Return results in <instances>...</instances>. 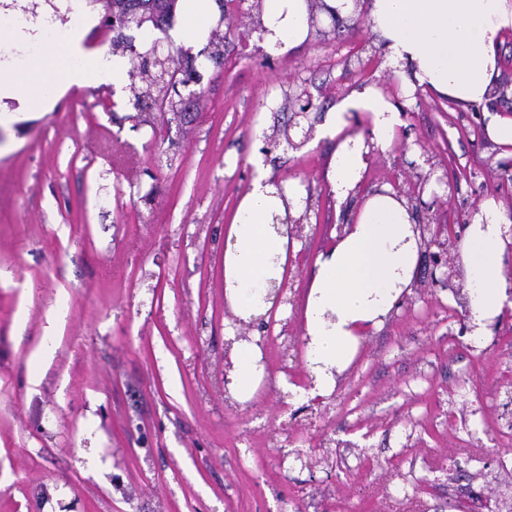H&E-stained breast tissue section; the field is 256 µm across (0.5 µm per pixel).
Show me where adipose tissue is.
<instances>
[{"mask_svg":"<svg viewBox=\"0 0 512 512\" xmlns=\"http://www.w3.org/2000/svg\"><path fill=\"white\" fill-rule=\"evenodd\" d=\"M322 22L344 21L367 9L384 63L405 87H416L452 99L465 108L487 106L501 70L498 46L512 33V0H321ZM180 18L171 32L175 43L198 53L215 19L217 0H179ZM309 0H261L262 47L286 53L306 42L312 31ZM22 45L32 51L23 72L0 79V102L15 101L20 111L36 112L60 87L109 85L129 68L126 57L106 51L86 52L81 32L65 27L63 39L47 33L45 22L26 29L0 30V50ZM357 112L371 125V138L346 134V116ZM401 123V106L373 85H366L337 103L324 133L334 136L336 150L328 179L338 201L358 199L354 220L320 253L305 306L309 365L316 384L331 387L336 372L354 358L358 341L376 330L396 300L410 290L419 252L411 206L392 187L366 195L358 189L372 147L391 148ZM304 197L300 181L284 188L257 173L228 228L224 250V297L237 316L249 320L271 305L270 281L281 280L288 260L287 233L274 221L298 216ZM512 223L501 203L482 201L460 245L467 283L473 335H487L490 325L512 298L503 260L512 241L504 225ZM256 345L235 343L231 353L233 394L249 401L262 368Z\"/></svg>","mask_w":512,"mask_h":512,"instance_id":"1","label":"adipose tissue"}]
</instances>
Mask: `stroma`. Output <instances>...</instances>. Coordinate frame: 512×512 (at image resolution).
<instances>
[{"label": "stroma", "instance_id": "obj_1", "mask_svg": "<svg viewBox=\"0 0 512 512\" xmlns=\"http://www.w3.org/2000/svg\"><path fill=\"white\" fill-rule=\"evenodd\" d=\"M97 0L70 17L87 51L111 49ZM253 0L225 7L224 63L180 120L134 117L129 77L58 89L0 117V512H479L512 506V308L460 334L455 289L410 293L318 393L304 309L314 261L351 215L326 179L324 117L353 88L399 97L368 23L318 24L292 53L258 51ZM310 96L299 150L260 149ZM396 145L361 192L419 193L418 222L464 232L479 203L512 213L508 156L486 113L427 92L402 107ZM301 180L310 224L260 342L245 403L224 391V235L255 159Z\"/></svg>", "mask_w": 512, "mask_h": 512}]
</instances>
